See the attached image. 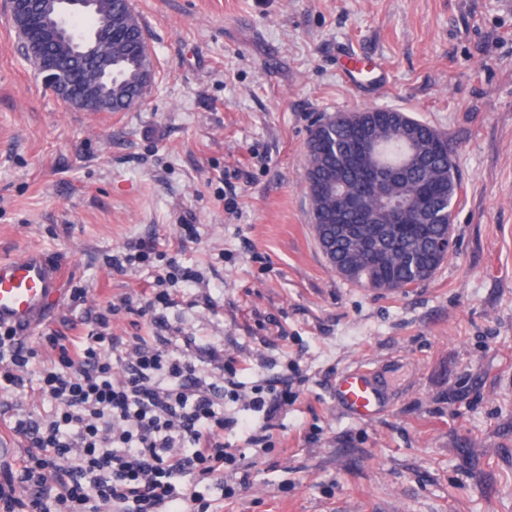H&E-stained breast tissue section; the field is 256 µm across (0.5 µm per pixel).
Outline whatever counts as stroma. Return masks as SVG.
<instances>
[{"instance_id":"35a3bbf8","label":"stroma","mask_w":512,"mask_h":512,"mask_svg":"<svg viewBox=\"0 0 512 512\" xmlns=\"http://www.w3.org/2000/svg\"><path fill=\"white\" fill-rule=\"evenodd\" d=\"M155 74L124 112L71 108L24 59L0 0V258L41 250L61 297L26 335L24 393L0 394V448L15 415L49 418L44 340L155 275L196 269L166 310L193 354L249 353L245 387L297 368L307 381L273 447L226 467L216 512H512V0H131ZM379 57L382 90L353 92V54ZM382 106L448 136L458 178L453 252L406 293L344 280L313 230L304 184L322 115ZM199 235L178 246V225ZM155 240L145 266L113 253ZM83 302L72 300L74 289ZM370 365L374 419L333 396Z\"/></svg>"}]
</instances>
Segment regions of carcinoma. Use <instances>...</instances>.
Wrapping results in <instances>:
<instances>
[{
	"mask_svg": "<svg viewBox=\"0 0 512 512\" xmlns=\"http://www.w3.org/2000/svg\"><path fill=\"white\" fill-rule=\"evenodd\" d=\"M112 12L126 15L127 29L101 19V35L112 39L116 61L102 92L112 98L111 111L122 112L133 94L147 90L143 78L154 62L128 0H116ZM56 60L57 71L45 76L49 89L58 91L62 78L87 82L90 65L82 58L58 51ZM304 167L311 222L335 225L330 264L345 280L392 294L428 280L447 259L436 245L452 235L458 183L445 133L387 107H365L341 122L330 114L310 130ZM368 169L386 175L385 195L366 192ZM349 224L366 238L381 233L383 244L374 250L350 245L344 235Z\"/></svg>",
	"mask_w": 512,
	"mask_h": 512,
	"instance_id": "cac0c4a2",
	"label": "carcinoma"
}]
</instances>
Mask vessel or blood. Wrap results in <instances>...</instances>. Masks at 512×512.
<instances>
[{
	"mask_svg": "<svg viewBox=\"0 0 512 512\" xmlns=\"http://www.w3.org/2000/svg\"><path fill=\"white\" fill-rule=\"evenodd\" d=\"M61 268L43 252L0 259V324L25 332L35 328L61 294ZM336 401L362 420L375 417L384 398L367 365L351 368L336 381Z\"/></svg>",
	"mask_w": 512,
	"mask_h": 512,
	"instance_id": "b4317fda",
	"label": "vessel or blood"
}]
</instances>
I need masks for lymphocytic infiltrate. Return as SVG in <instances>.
<instances>
[{
  "label": "lymphocytic infiltrate",
  "instance_id": "obj_1",
  "mask_svg": "<svg viewBox=\"0 0 512 512\" xmlns=\"http://www.w3.org/2000/svg\"><path fill=\"white\" fill-rule=\"evenodd\" d=\"M144 302L110 304L84 336L49 333L58 362L40 372L39 392L57 412L41 421L19 415L11 430L26 441L18 467L0 472V512H213L203 482H224V467L238 450L224 435L238 432L246 447L268 448L282 414L296 399L287 380L245 394L230 362L218 381L206 375L184 337H138L121 352L112 335L119 311L149 317L165 331L162 316L173 298L163 277ZM36 356L15 329L0 331V393L24 391ZM28 496H18V488Z\"/></svg>",
  "mask_w": 512,
  "mask_h": 512
}]
</instances>
